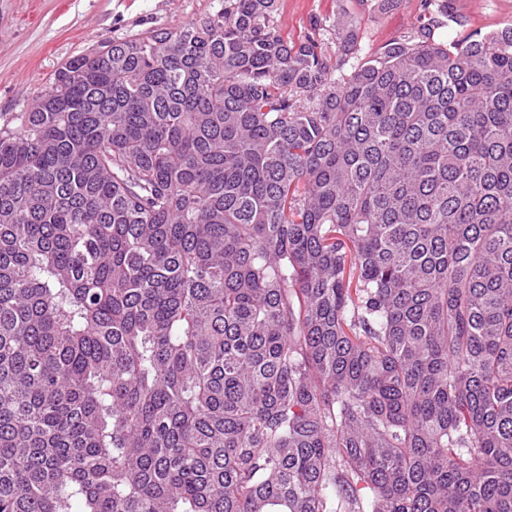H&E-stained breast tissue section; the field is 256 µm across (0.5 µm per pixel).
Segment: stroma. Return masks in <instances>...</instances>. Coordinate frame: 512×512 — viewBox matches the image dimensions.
<instances>
[{"label": "stroma", "mask_w": 512, "mask_h": 512, "mask_svg": "<svg viewBox=\"0 0 512 512\" xmlns=\"http://www.w3.org/2000/svg\"><path fill=\"white\" fill-rule=\"evenodd\" d=\"M223 0H0V115L28 111L63 64L107 39L185 25L218 10ZM455 21L435 32L447 42L474 31L512 26V0H454ZM356 23L358 40L350 62L387 41L411 34L420 0H280L278 23L297 40L319 21L318 41L331 60L341 55L331 31L338 13Z\"/></svg>", "instance_id": "obj_1"}]
</instances>
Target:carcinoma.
<instances>
[{
    "label": "carcinoma",
    "instance_id": "1",
    "mask_svg": "<svg viewBox=\"0 0 512 512\" xmlns=\"http://www.w3.org/2000/svg\"><path fill=\"white\" fill-rule=\"evenodd\" d=\"M420 10L336 80L224 0L0 123V512H512V27Z\"/></svg>",
    "mask_w": 512,
    "mask_h": 512
}]
</instances>
